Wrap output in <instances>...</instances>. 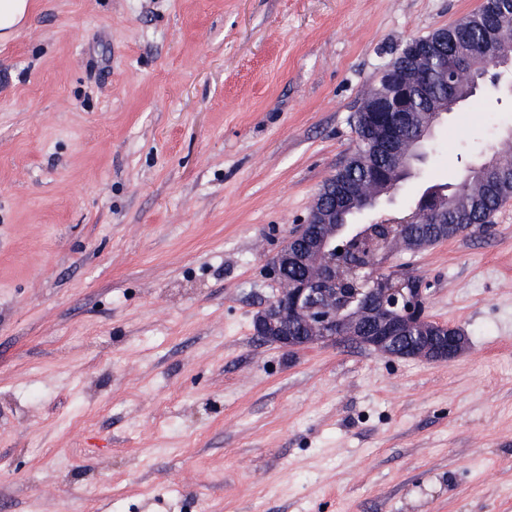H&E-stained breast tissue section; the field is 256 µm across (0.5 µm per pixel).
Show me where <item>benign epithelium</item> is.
<instances>
[{"mask_svg": "<svg viewBox=\"0 0 512 512\" xmlns=\"http://www.w3.org/2000/svg\"><path fill=\"white\" fill-rule=\"evenodd\" d=\"M502 36L503 24L498 20L492 21L487 28L485 51L494 54L490 66L495 69L512 66L511 54L494 52L495 46L502 42ZM472 65L474 61L469 58L448 57V67L442 78L448 84L449 94L456 92L454 72ZM406 90L407 87L393 77L392 68H387L379 83L380 103L371 104L369 111L398 112L403 122H411L412 114L404 106ZM377 124L381 148L392 154L401 153L404 146L398 141L393 124L382 119L377 120ZM436 209L435 190L427 189L418 206L404 218L399 215L382 216L374 220V224L349 235L342 225L324 224L321 236L304 248L279 250L267 262L266 275L280 284V293L258 314L255 334L261 340L286 350L298 348L306 342L301 336H290L289 330L302 322L316 341L345 340L342 313L351 304V290L363 283H370L387 295V303L382 307L368 300L356 308L363 322L378 326V335L370 342L373 347L379 349L398 339L403 328L426 321V294L422 281L407 274L383 276L382 269L366 263L364 250L388 225L410 221L419 224ZM290 269L305 270L307 274L303 280H296L290 285L286 283ZM429 340L431 360H450L458 353L457 337L446 331L431 333Z\"/></svg>", "mask_w": 512, "mask_h": 512, "instance_id": "obj_1", "label": "benign epithelium"}]
</instances>
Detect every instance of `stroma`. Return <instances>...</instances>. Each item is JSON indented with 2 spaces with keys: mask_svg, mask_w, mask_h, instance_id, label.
<instances>
[{
  "mask_svg": "<svg viewBox=\"0 0 512 512\" xmlns=\"http://www.w3.org/2000/svg\"><path fill=\"white\" fill-rule=\"evenodd\" d=\"M0 41V512H512V200L386 267L449 361L255 336L394 51L482 0H30ZM512 127L487 93L397 192Z\"/></svg>",
  "mask_w": 512,
  "mask_h": 512,
  "instance_id": "35a3bbf8",
  "label": "stroma"
}]
</instances>
